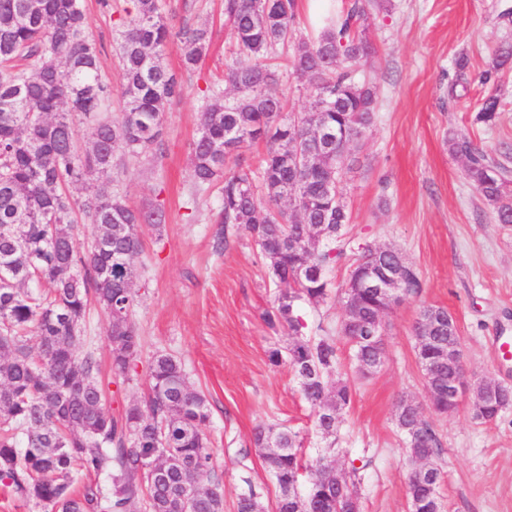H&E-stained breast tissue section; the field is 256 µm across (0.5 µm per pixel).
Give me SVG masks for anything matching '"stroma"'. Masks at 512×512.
Instances as JSON below:
<instances>
[{"instance_id":"obj_1","label":"stroma","mask_w":512,"mask_h":512,"mask_svg":"<svg viewBox=\"0 0 512 512\" xmlns=\"http://www.w3.org/2000/svg\"><path fill=\"white\" fill-rule=\"evenodd\" d=\"M161 2L168 22L187 18L211 31L209 54L195 70L184 71L178 43L166 50L168 69L188 84L222 80L224 55L233 47L219 18L222 0ZM133 7V0H111L107 9L99 0H86L88 30L106 47L100 71L112 85L116 119L125 101L112 34ZM506 9H512V0H392L390 11L373 13L367 21L376 54L357 77L376 87L379 104L344 183L351 247L358 253L368 245L393 246L419 269L424 290L385 313V363L357 382L342 414L345 452L337 465L358 470L361 512H411L405 494L411 464L395 414L400 398L426 400L414 337L422 307H442L454 317L468 381L512 385V359L497 351L502 342H512V225L497 223L447 145L451 132H466L512 168V69L498 80L495 122L475 119L486 93L478 75L501 42H512V20L501 16ZM462 56L469 60L470 89L452 103L448 82ZM201 104L200 96L191 94L170 106L162 127V161L128 159L112 172L113 191L136 208L163 210L164 221L158 229L144 227L142 251L133 263L138 290L133 319L142 340L137 374L109 383L107 408L116 415L144 398L146 365L153 356L177 357L191 388L208 400L206 435L224 489V512H235L250 485L260 492L265 512H274L278 489L251 445L255 426L279 423L299 430L309 460L320 439L293 372L268 360L270 350L286 347L289 336L265 321L279 288L258 247L242 235L223 252L213 248L221 194L196 186L189 151ZM349 274L347 264L332 268L328 302L301 304L304 336L338 335L341 289ZM471 401L463 396L455 413L434 420L443 441L435 462L443 472L444 510L512 512V410L480 423L471 417Z\"/></svg>"}]
</instances>
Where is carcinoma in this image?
<instances>
[{
	"label": "carcinoma",
	"instance_id": "carcinoma-1",
	"mask_svg": "<svg viewBox=\"0 0 512 512\" xmlns=\"http://www.w3.org/2000/svg\"><path fill=\"white\" fill-rule=\"evenodd\" d=\"M390 0H353L326 17L316 41L297 39L301 20L297 0H224V25L235 52L224 58V84L202 90L198 133L190 143L197 186H220L224 228L214 237L222 251L243 232L259 246L280 293L267 311V325L288 329L287 353L274 348L269 362L287 364L314 411V426L326 442L316 462L320 478L298 497L290 491L303 468L299 432L260 424L251 444L257 448L279 495L276 512H359L357 470L336 483L331 466L340 447V417L353 399L354 384L372 377L384 344L369 341L384 330L391 308L384 298L356 280L374 275L372 257L399 262L407 295L422 292L417 268L391 246H367L352 261L343 288L345 317L340 332L350 346V372L342 371L341 351L332 336L307 338L298 314L302 301L321 304L330 296L327 271L347 257L349 214L343 182L350 154L359 149L377 109L372 87L355 81L354 68L373 53L366 36L369 11ZM184 48L191 71L210 46L205 26L174 28L162 16L159 0H136L113 34L121 62L125 108L109 116L112 86L102 81V44L88 33L83 0H0V483L17 499L43 512H224V490L212 478L213 454L204 426L206 396L190 388L182 363L158 354L148 364V398L114 417L106 408L100 364L94 352L79 355L91 305L108 318L113 379L135 376L141 336L132 321L137 296L132 262L142 247L141 227L158 226L162 216L131 206L112 193L115 154L165 156L163 114L191 87L164 63L169 43ZM295 43L291 73L309 91V105L285 113L288 84L270 60ZM512 63V43L499 45L492 66L479 74L496 84ZM499 99L485 96L476 120L496 119ZM90 131L79 143L76 123ZM265 140L256 176L237 170L241 151ZM449 152L464 161L466 177L492 206L499 224H512V193L507 169L465 132L448 137ZM95 184L83 198L79 185ZM94 225L89 250L77 245L78 217ZM38 333L32 347L27 335ZM458 332L439 319L430 325L434 340L415 345L419 364L439 370L426 381L428 405L439 416L448 405L451 367L441 344ZM493 388L496 398L471 410L472 419L492 422L512 408V386L489 379L474 392ZM396 426L409 457L428 458L431 480L410 475L406 496L416 512H444L439 496L441 471L433 462L442 448L434 425L400 401ZM163 456V478L149 463ZM77 472L107 475L110 486L89 480L72 489ZM195 486L191 499L185 488ZM236 512H264L253 486L241 494Z\"/></svg>",
	"mask_w": 512,
	"mask_h": 512
}]
</instances>
